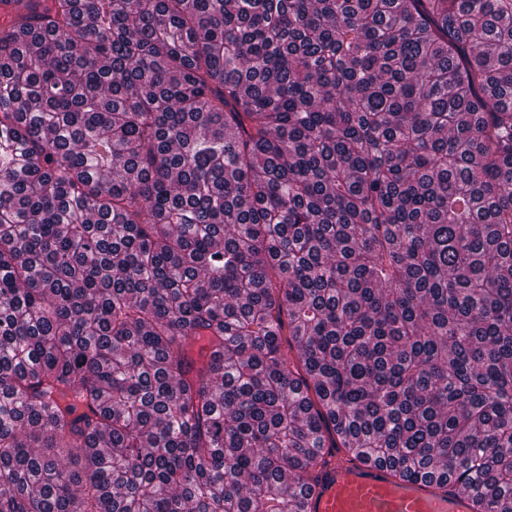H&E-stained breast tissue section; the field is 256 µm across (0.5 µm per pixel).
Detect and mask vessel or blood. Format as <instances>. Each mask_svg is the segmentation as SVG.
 <instances>
[{
	"mask_svg": "<svg viewBox=\"0 0 512 512\" xmlns=\"http://www.w3.org/2000/svg\"><path fill=\"white\" fill-rule=\"evenodd\" d=\"M308 512H470L469 496L438 480L400 479L391 465L366 462L330 448L316 472Z\"/></svg>",
	"mask_w": 512,
	"mask_h": 512,
	"instance_id": "b4317fda",
	"label": "vessel or blood"
}]
</instances>
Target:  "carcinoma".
I'll return each instance as SVG.
<instances>
[{
	"label": "carcinoma",
	"instance_id": "obj_1",
	"mask_svg": "<svg viewBox=\"0 0 512 512\" xmlns=\"http://www.w3.org/2000/svg\"><path fill=\"white\" fill-rule=\"evenodd\" d=\"M324 448L512 512V0H0V512Z\"/></svg>",
	"mask_w": 512,
	"mask_h": 512
}]
</instances>
